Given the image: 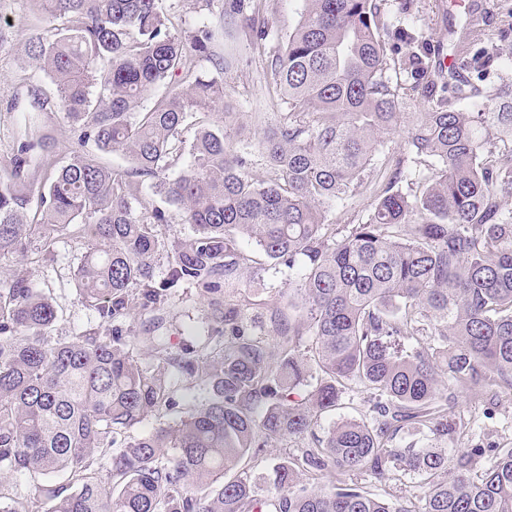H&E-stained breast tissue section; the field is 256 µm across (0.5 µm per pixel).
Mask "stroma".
<instances>
[{"label": "stroma", "mask_w": 512, "mask_h": 512, "mask_svg": "<svg viewBox=\"0 0 512 512\" xmlns=\"http://www.w3.org/2000/svg\"><path fill=\"white\" fill-rule=\"evenodd\" d=\"M462 0H414L412 17L423 33L431 56L442 61L448 55L452 40L450 28L457 23L462 10ZM38 15L27 9L25 0H0V177L5 176L13 150L21 137L24 125L20 113L9 111V102L24 96L31 84L47 85L45 76L25 67L21 51L35 27L41 26ZM226 50L236 53L241 64L228 77L224 111L239 113L243 129L236 140L245 146L250 142L251 115L255 112H278L282 106L275 92V83L265 59L252 45L246 30H237L225 45ZM37 136L43 137L49 149L43 154L44 162L63 165L77 135L69 124L54 112L41 113L36 128ZM87 249L83 238L60 237L53 260H46L37 251L27 256H13L0 261V268L23 269L33 283L52 297L58 311L54 333L69 336L84 329L94 328L101 333L112 331L111 324L99 322L94 313L81 301L71 279L70 272ZM171 341L184 338L203 339L209 324V309L195 289L180 288L172 296L167 309ZM452 414L465 415L475 424L467 436L460 439L459 447L470 448L487 443L512 442V391L501 393L496 414L486 419L477 398L462 395L450 405ZM296 440L280 441L266 448L258 458L243 459L239 471L245 472L260 489L272 486V469L286 454L296 451Z\"/></svg>", "instance_id": "stroma-1"}]
</instances>
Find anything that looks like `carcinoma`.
Here are the masks:
<instances>
[{
  "mask_svg": "<svg viewBox=\"0 0 512 512\" xmlns=\"http://www.w3.org/2000/svg\"><path fill=\"white\" fill-rule=\"evenodd\" d=\"M27 2L47 26L24 62L52 85L50 96L30 86L27 98L79 134L45 175L31 155L41 143L25 132L0 184V260L34 241L48 258L63 235L94 238L74 279L112 335H51L53 299L24 271L0 278V470L45 476V512H512V445L448 447L469 432L448 415L455 397L480 398L490 415L512 390V78L487 82L499 54L485 31L463 18L452 51L471 45L464 77L426 61L411 26L395 30L402 46L388 52L384 0H304L284 38L255 26L262 0H222L223 25L187 30L166 0ZM239 24L269 47L288 107L254 113L261 177L226 131L236 113L216 111L238 66L216 45ZM393 72L429 75L432 88L439 79L453 98L403 112ZM197 113L208 121L188 144ZM396 133L400 154L388 146ZM118 152L128 167L99 160ZM407 154L433 164L409 172ZM364 193L366 216L332 222L333 207ZM33 206L38 224L26 219ZM174 211L191 233L167 246ZM282 266L288 296L255 299L251 289ZM180 286L210 306L207 352L165 340ZM134 313L143 319L124 326ZM136 344L157 371L141 368ZM184 378L204 398L127 440L159 408H177ZM354 389L360 416L318 435ZM406 431L415 438L397 441ZM284 438L304 446L276 465L273 495L224 479ZM304 472L320 488L302 484ZM361 472L408 477L423 495L373 496L348 483Z\"/></svg>",
  "mask_w": 512,
  "mask_h": 512,
  "instance_id": "obj_1",
  "label": "carcinoma"
}]
</instances>
